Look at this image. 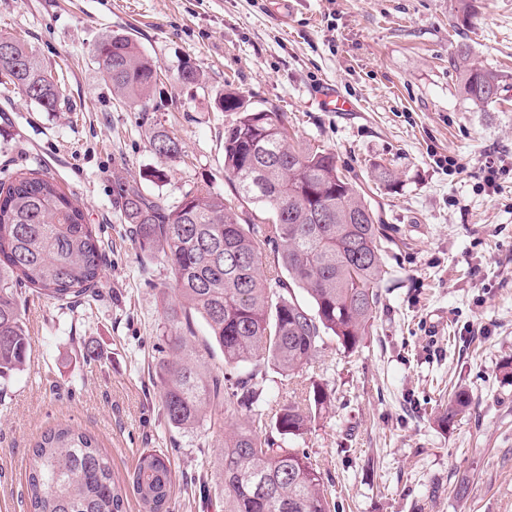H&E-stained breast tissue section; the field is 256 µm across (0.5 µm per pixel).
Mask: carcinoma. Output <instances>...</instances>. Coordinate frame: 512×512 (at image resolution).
Instances as JSON below:
<instances>
[{
	"label": "carcinoma",
	"mask_w": 512,
	"mask_h": 512,
	"mask_svg": "<svg viewBox=\"0 0 512 512\" xmlns=\"http://www.w3.org/2000/svg\"><path fill=\"white\" fill-rule=\"evenodd\" d=\"M92 53L112 92L130 107H146L157 66L133 38L109 34ZM468 56L459 50L461 90L482 111L497 102L501 74L470 65ZM0 70L45 111L60 106V88L23 40L0 34ZM220 107L234 114L224 128V171L234 200L200 189L170 207L135 181L118 191L136 249L160 257L172 282L162 309L166 350L154 370L163 413L185 434H224L213 487L224 512H331L317 465L292 446L330 393L313 383L304 398L280 404L265 419L266 369L288 381L330 338L347 351L358 347L377 316L390 227L332 152L292 142L282 113L252 109L232 90ZM150 144L164 163L182 152L160 128ZM237 201L270 217L257 224L253 214L236 209ZM105 254L82 209L54 178L29 170L0 180L1 379L22 370L32 351L22 290L62 306L94 303ZM196 316L208 329L201 349ZM217 351L224 360L220 374L204 358ZM218 406L242 413V420L224 428L214 416ZM467 406V398L455 397L440 421L450 424ZM171 483L169 458L142 453L132 489L145 512H168ZM28 489L31 512H122L124 503L97 439L68 425L44 434L32 449Z\"/></svg>",
	"instance_id": "1"
}]
</instances>
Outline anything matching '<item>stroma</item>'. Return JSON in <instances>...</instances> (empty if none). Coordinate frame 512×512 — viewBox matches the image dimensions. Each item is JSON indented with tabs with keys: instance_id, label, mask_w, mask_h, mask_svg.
I'll list each match as a JSON object with an SVG mask.
<instances>
[{
	"instance_id": "1",
	"label": "stroma",
	"mask_w": 512,
	"mask_h": 512,
	"mask_svg": "<svg viewBox=\"0 0 512 512\" xmlns=\"http://www.w3.org/2000/svg\"><path fill=\"white\" fill-rule=\"evenodd\" d=\"M0 32L23 38L64 96L48 112L0 76V178L53 176L107 251L95 304L22 295L32 353L0 389V512H29L30 452L60 424L98 438L125 512H143L131 489L148 450L171 460V512H224L204 490L221 436L163 416L152 367L168 271L136 251L117 188L140 179L172 206L201 188L230 196L232 116L218 105L228 88L333 152L398 229L358 350L327 340L297 386L267 374L270 410L306 385L332 392L293 445L320 468L335 512H512V0H0ZM114 32L160 67L161 111L113 96L91 49ZM463 45L471 65L506 76L483 111L460 91ZM187 60L199 85L178 78ZM328 84L352 111H328ZM158 124L183 147L176 162L150 147ZM376 163L395 172V192L376 188ZM490 164L501 168L491 186ZM453 390L470 404L444 428Z\"/></svg>"
}]
</instances>
